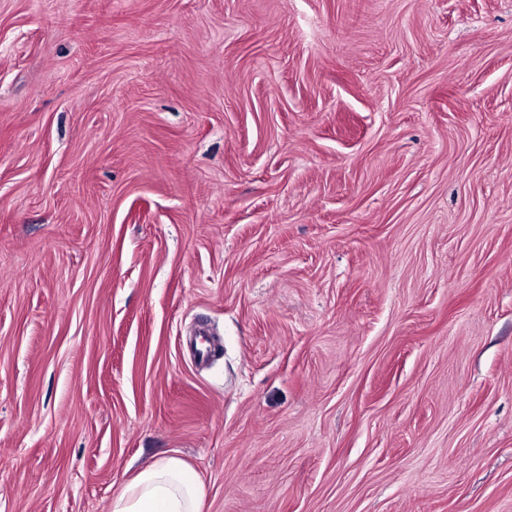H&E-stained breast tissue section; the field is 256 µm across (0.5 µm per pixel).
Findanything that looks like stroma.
I'll use <instances>...</instances> for the list:
<instances>
[{
	"label": "stroma",
	"mask_w": 512,
	"mask_h": 512,
	"mask_svg": "<svg viewBox=\"0 0 512 512\" xmlns=\"http://www.w3.org/2000/svg\"><path fill=\"white\" fill-rule=\"evenodd\" d=\"M159 457L512 512V0H0V512Z\"/></svg>",
	"instance_id": "stroma-1"
}]
</instances>
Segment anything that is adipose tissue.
I'll list each match as a JSON object with an SVG mask.
<instances>
[{
  "mask_svg": "<svg viewBox=\"0 0 512 512\" xmlns=\"http://www.w3.org/2000/svg\"><path fill=\"white\" fill-rule=\"evenodd\" d=\"M203 501L197 472L181 459L165 457L116 492L108 512H202Z\"/></svg>",
  "mask_w": 512,
  "mask_h": 512,
  "instance_id": "adipose-tissue-1",
  "label": "adipose tissue"
}]
</instances>
